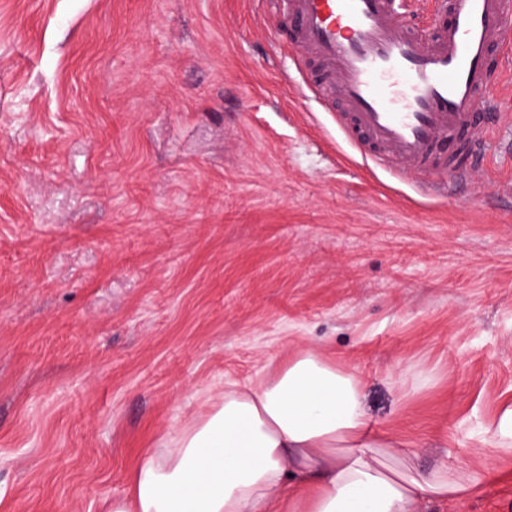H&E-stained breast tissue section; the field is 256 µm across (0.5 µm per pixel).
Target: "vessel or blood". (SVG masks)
Segmentation results:
<instances>
[{"label": "vessel or blood", "mask_w": 512, "mask_h": 512, "mask_svg": "<svg viewBox=\"0 0 512 512\" xmlns=\"http://www.w3.org/2000/svg\"><path fill=\"white\" fill-rule=\"evenodd\" d=\"M422 0H289L297 47L322 73L307 89L341 99L342 140L397 177L438 188L469 175L500 124L495 99L512 43V0H446L424 23Z\"/></svg>", "instance_id": "1"}]
</instances>
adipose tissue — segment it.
Wrapping results in <instances>:
<instances>
[{"instance_id":"1","label":"adipose tissue","mask_w":512,"mask_h":512,"mask_svg":"<svg viewBox=\"0 0 512 512\" xmlns=\"http://www.w3.org/2000/svg\"><path fill=\"white\" fill-rule=\"evenodd\" d=\"M363 410L355 373L306 351L256 386L229 385L193 425L138 457L104 512H418L478 495L481 471L416 469Z\"/></svg>"}]
</instances>
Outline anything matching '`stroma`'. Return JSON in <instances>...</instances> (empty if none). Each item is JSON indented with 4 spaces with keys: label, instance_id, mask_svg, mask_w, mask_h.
Here are the masks:
<instances>
[{
    "label": "stroma",
    "instance_id": "stroma-1",
    "mask_svg": "<svg viewBox=\"0 0 512 512\" xmlns=\"http://www.w3.org/2000/svg\"><path fill=\"white\" fill-rule=\"evenodd\" d=\"M281 0H0V512H101L139 454L305 351L419 468L512 512V126L440 198L296 72ZM489 443L501 453H512V404L501 407L493 428L489 431Z\"/></svg>",
    "mask_w": 512,
    "mask_h": 512
}]
</instances>
